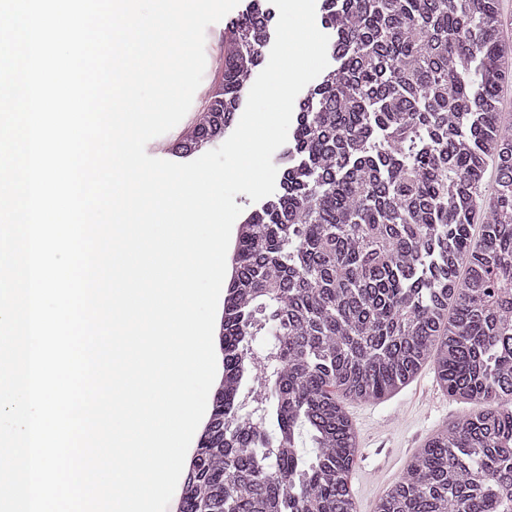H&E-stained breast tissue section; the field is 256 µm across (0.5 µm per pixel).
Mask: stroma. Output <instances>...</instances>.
<instances>
[{"label": "stroma", "instance_id": "35a3bbf8", "mask_svg": "<svg viewBox=\"0 0 512 512\" xmlns=\"http://www.w3.org/2000/svg\"><path fill=\"white\" fill-rule=\"evenodd\" d=\"M249 0H239L235 11L209 26L205 34L206 68L192 105L169 132L150 140L149 156L169 159L170 144L199 119L212 92L224 78V34ZM359 448L348 484L356 512H374L389 486L404 473L411 455L448 423L478 412L479 406L449 397L440 386L433 365H425L401 391L381 401L344 400Z\"/></svg>", "mask_w": 512, "mask_h": 512}]
</instances>
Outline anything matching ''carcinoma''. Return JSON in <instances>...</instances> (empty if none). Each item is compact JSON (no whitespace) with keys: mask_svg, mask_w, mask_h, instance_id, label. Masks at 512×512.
Wrapping results in <instances>:
<instances>
[{"mask_svg":"<svg viewBox=\"0 0 512 512\" xmlns=\"http://www.w3.org/2000/svg\"><path fill=\"white\" fill-rule=\"evenodd\" d=\"M320 12L336 66L298 101L279 190L239 227L222 387L180 512H355L357 440L340 398L382 400L428 362L449 396L486 408L426 441L375 512H512V120L500 108L512 45L500 0H321ZM274 17L269 0H250L232 23L222 85L176 155L224 140ZM263 335L275 342L260 360L250 343ZM249 365L263 377L246 411Z\"/></svg>","mask_w":512,"mask_h":512,"instance_id":"1","label":"carcinoma"}]
</instances>
